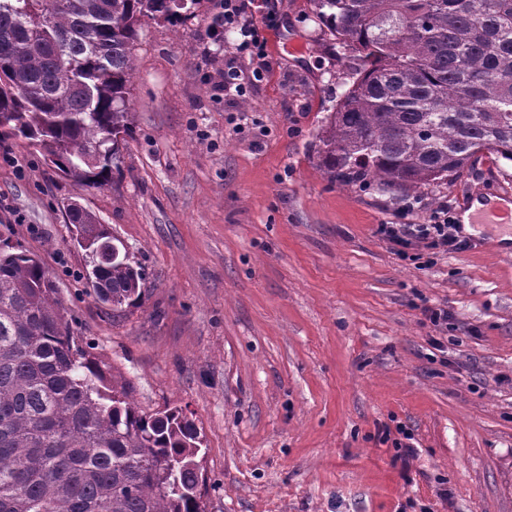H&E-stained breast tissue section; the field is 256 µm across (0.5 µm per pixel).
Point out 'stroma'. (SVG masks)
<instances>
[{"mask_svg":"<svg viewBox=\"0 0 512 512\" xmlns=\"http://www.w3.org/2000/svg\"><path fill=\"white\" fill-rule=\"evenodd\" d=\"M274 9L257 81L235 26L210 36L224 0L143 22L111 182L77 188L38 147L0 140V225L140 410L195 421L205 512H512V226L476 220L466 250L428 263L377 232L512 202V163L482 153L407 197L332 182L316 134L346 52L308 0ZM228 63L244 93L221 91ZM70 200L142 266L141 306L84 293ZM399 425L413 456L382 437Z\"/></svg>","mask_w":512,"mask_h":512,"instance_id":"obj_1","label":"stroma"}]
</instances>
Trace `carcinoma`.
Instances as JSON below:
<instances>
[{
	"label": "carcinoma",
	"instance_id": "1",
	"mask_svg": "<svg viewBox=\"0 0 512 512\" xmlns=\"http://www.w3.org/2000/svg\"><path fill=\"white\" fill-rule=\"evenodd\" d=\"M361 65L317 135L345 186L407 193L481 152L512 162V0H309ZM184 0H0V140H26L79 188L112 179L131 133L132 46ZM89 294L142 298L143 270L67 205ZM50 272L0 233V512H204L201 439L178 407L145 414L73 336Z\"/></svg>",
	"mask_w": 512,
	"mask_h": 512
}]
</instances>
